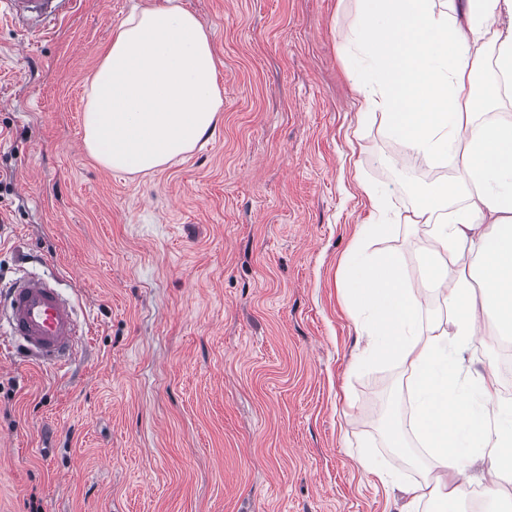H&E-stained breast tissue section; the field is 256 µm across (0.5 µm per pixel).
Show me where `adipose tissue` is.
Wrapping results in <instances>:
<instances>
[{"label":"adipose tissue","instance_id":"ef3b65f1","mask_svg":"<svg viewBox=\"0 0 512 512\" xmlns=\"http://www.w3.org/2000/svg\"><path fill=\"white\" fill-rule=\"evenodd\" d=\"M357 23L344 35L346 66L364 110L379 112L389 134L423 163L460 159L459 185L424 191L402 223L426 229L416 282L393 253L368 247L389 235L384 190L364 185L369 220L359 225L339 277L348 314L365 340L360 363L409 370L408 419H386L391 447L417 439L429 465L422 480L364 461L367 473L398 486L399 512H462L475 457L497 478L512 476V399L493 370L471 373L464 354L478 313L512 335V120L478 121V72L495 66L489 95L512 82V0H355ZM224 99L210 33L178 0L134 10L113 32L91 81L83 113L87 151L105 167L157 170L190 152L221 120ZM474 255L477 272L465 274ZM441 296L446 318L426 319ZM494 483L491 512H512Z\"/></svg>","mask_w":512,"mask_h":512}]
</instances>
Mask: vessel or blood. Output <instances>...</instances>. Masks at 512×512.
<instances>
[{
	"mask_svg": "<svg viewBox=\"0 0 512 512\" xmlns=\"http://www.w3.org/2000/svg\"><path fill=\"white\" fill-rule=\"evenodd\" d=\"M74 0H0V15L38 23L40 29L56 21ZM7 333L36 355L39 363L59 365L73 352L79 330L70 303L51 283L28 276L13 288Z\"/></svg>",
	"mask_w": 512,
	"mask_h": 512,
	"instance_id": "obj_1",
	"label": "vessel or blood"
}]
</instances>
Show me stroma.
<instances>
[{
    "mask_svg": "<svg viewBox=\"0 0 512 512\" xmlns=\"http://www.w3.org/2000/svg\"><path fill=\"white\" fill-rule=\"evenodd\" d=\"M77 0L50 34L0 17V308L23 272L53 277L84 334L45 368L0 335V512H394L361 451L406 481L378 404L405 414V369L362 348L338 264L369 215L431 165L362 116L338 33L354 0H180L209 29L224 112L149 172L84 146L90 81L133 6ZM421 228L377 242L420 261ZM493 318L465 354L512 365Z\"/></svg>",
    "mask_w": 512,
    "mask_h": 512,
    "instance_id": "obj_1",
    "label": "stroma"
}]
</instances>
